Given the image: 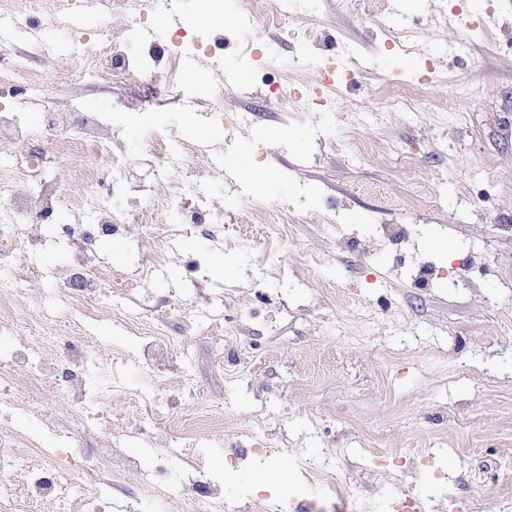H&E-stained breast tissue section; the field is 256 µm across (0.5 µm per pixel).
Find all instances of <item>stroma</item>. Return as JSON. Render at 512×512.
<instances>
[{
  "mask_svg": "<svg viewBox=\"0 0 512 512\" xmlns=\"http://www.w3.org/2000/svg\"><path fill=\"white\" fill-rule=\"evenodd\" d=\"M406 24L417 35L398 53L393 35ZM228 29L224 55L201 56L190 70L201 104L171 102L156 116L224 161L211 193L231 218L232 244L185 233L152 290L171 299L176 338L195 344L181 414H224L201 443L208 469L249 512L274 502L290 512L302 496L327 494L329 477L308 485L298 469L328 453L345 494L374 512L412 499L425 512H512V0H366L361 9L300 0L280 30L259 17L214 24ZM298 32L310 34L311 50L287 69L289 86L320 82L332 42L347 47L342 67L352 76L335 107L300 119L280 112L254 78L255 60L238 50L268 41L287 57L300 49ZM72 66L64 52L42 63L52 99L87 112L119 105L121 90L92 74L68 79ZM214 92L225 114L255 112L254 124L227 136L206 116ZM405 95L413 111L392 106ZM227 177L243 198L225 195ZM326 198L341 212L332 227ZM255 203L287 212L286 240L265 241ZM384 224L407 225L409 245L382 247ZM247 239L246 255L238 244ZM158 247L130 228L101 241L100 270L110 276ZM298 252L321 259L303 282L293 275ZM206 293L224 298L220 353L206 327L177 315ZM90 335L105 359L140 347L104 315ZM46 417L72 438L58 451V476L73 501L95 496L79 470L96 439L81 435L70 405ZM181 445L161 412L120 450L146 468ZM279 470L287 487L270 484ZM112 479L156 512H184L167 480L149 492L135 472Z\"/></svg>",
  "mask_w": 512,
  "mask_h": 512,
  "instance_id": "35a3bbf8",
  "label": "stroma"
}]
</instances>
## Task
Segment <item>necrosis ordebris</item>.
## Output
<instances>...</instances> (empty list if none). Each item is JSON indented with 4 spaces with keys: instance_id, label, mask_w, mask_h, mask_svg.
<instances>
[{
    "instance_id": "4bbe7bcc",
    "label": "necrosis or debris",
    "mask_w": 512,
    "mask_h": 512,
    "mask_svg": "<svg viewBox=\"0 0 512 512\" xmlns=\"http://www.w3.org/2000/svg\"><path fill=\"white\" fill-rule=\"evenodd\" d=\"M98 18L94 25H80L85 14V0H63L59 11L47 25L29 24L36 10L35 0H0V65L5 66V80L0 83V97L7 108H0V144L30 142L31 148L10 166L0 169V237L9 239L10 248L0 249V297L12 304L0 308V333L10 332L21 319L36 317L37 338L24 343L0 358V407L18 414H29L33 406L62 401L83 418H90L93 408L105 404L113 394L128 396L140 404L143 393L130 392L123 375L131 369L146 370L177 358L190 362L192 349L171 337L162 319H144L138 311L115 312L113 324L122 333L140 341L138 354L110 363H97L86 343L69 345L64 360L68 365L63 383H55L53 371L44 361L46 344L57 342L58 320L48 313H36V303L21 286L25 278L13 262L18 251L34 252L47 244L60 247L70 270L65 288L56 302L67 313L78 331H85L103 296L104 287L117 293L131 294L140 282L159 277L169 263L168 242L180 233L177 224H157L153 212L129 202L130 172L124 156L118 155V130L128 123L145 129L140 152L144 161L141 183H158L172 178L189 160L179 151L182 138L177 130L160 131L154 121L155 108L166 105L171 88L182 85L185 106L195 105L199 91L193 81L185 80L189 60L211 52L217 40L212 31L192 33L181 28L149 23L151 12L162 11L161 0L147 5L146 0H98ZM123 7L134 18L124 42L111 38L109 17L114 7ZM21 38L34 57L52 58L59 48H66L73 59V74L93 72L113 87L123 89L128 97L107 113L84 112L76 108L59 109L42 97L43 72L20 61L13 54L14 38ZM264 59L255 70L258 81L268 85L275 100L289 111L302 113L322 105L338 92L336 78L316 90L299 92L286 82L271 81L275 71L286 65L270 46H260ZM37 93V102L47 115L45 122L31 125L25 108V92ZM80 154L86 164L72 175L58 174L63 156ZM112 160L110 178H103L100 158ZM180 219L191 220L216 237L224 228V209L212 201L208 183L195 175L182 182L177 199L170 203ZM71 208L85 218L81 224H55L52 216ZM138 226L150 229L161 243L138 276H113L103 282L97 273V244L112 237L117 227ZM55 427L35 435L27 430L0 435V459L11 454L17 441L33 448L32 472L23 490L27 499L53 512H66L69 495L58 477V461L52 441ZM179 449L169 448L155 458L154 471L169 475L184 499L185 512H227L224 494L201 460L180 470H173L172 458ZM120 465L136 467L135 459H119L111 448L99 449L85 462L88 474L101 477L103 491L80 503V512H143V502H130L112 492V471Z\"/></svg>"
}]
</instances>
